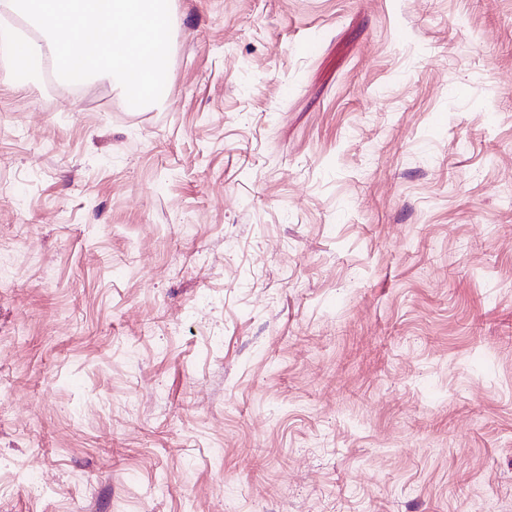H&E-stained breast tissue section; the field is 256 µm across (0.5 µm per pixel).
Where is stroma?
Instances as JSON below:
<instances>
[{
	"label": "stroma",
	"instance_id": "35a3bbf8",
	"mask_svg": "<svg viewBox=\"0 0 512 512\" xmlns=\"http://www.w3.org/2000/svg\"><path fill=\"white\" fill-rule=\"evenodd\" d=\"M171 15L0 59V512H512V0Z\"/></svg>",
	"mask_w": 512,
	"mask_h": 512
}]
</instances>
